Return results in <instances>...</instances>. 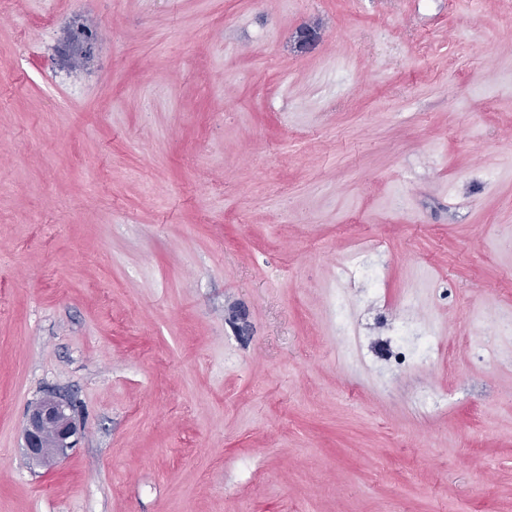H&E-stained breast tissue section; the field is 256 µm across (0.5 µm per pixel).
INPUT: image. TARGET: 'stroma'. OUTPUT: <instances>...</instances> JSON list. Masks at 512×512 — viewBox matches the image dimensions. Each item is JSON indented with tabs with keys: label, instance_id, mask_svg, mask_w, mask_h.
<instances>
[{
	"label": "stroma",
	"instance_id": "obj_1",
	"mask_svg": "<svg viewBox=\"0 0 512 512\" xmlns=\"http://www.w3.org/2000/svg\"><path fill=\"white\" fill-rule=\"evenodd\" d=\"M510 308L512 0L0 9V512H512ZM382 268L378 260L357 256L345 272V284L360 283L372 297L377 298L385 286ZM393 336L396 337L391 357L397 370L413 362L429 361L442 347L439 336L428 334L421 324H417L410 305L405 306L404 317L395 327ZM69 409L68 402L58 397H45L32 405L24 433L25 448L32 458L49 462L72 448L70 438L76 434V426Z\"/></svg>",
	"mask_w": 512,
	"mask_h": 512
}]
</instances>
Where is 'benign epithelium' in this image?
<instances>
[{
	"instance_id": "obj_1",
	"label": "benign epithelium",
	"mask_w": 512,
	"mask_h": 512,
	"mask_svg": "<svg viewBox=\"0 0 512 512\" xmlns=\"http://www.w3.org/2000/svg\"><path fill=\"white\" fill-rule=\"evenodd\" d=\"M70 405L58 397H45L30 409L24 433L25 448L31 457L50 461L72 447L76 426L68 413Z\"/></svg>"
}]
</instances>
